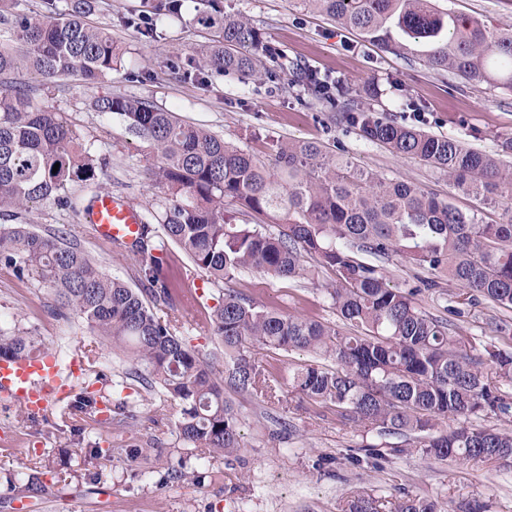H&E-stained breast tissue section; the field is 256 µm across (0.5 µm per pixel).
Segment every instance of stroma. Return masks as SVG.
Masks as SVG:
<instances>
[{
	"label": "stroma",
	"mask_w": 512,
	"mask_h": 512,
	"mask_svg": "<svg viewBox=\"0 0 512 512\" xmlns=\"http://www.w3.org/2000/svg\"><path fill=\"white\" fill-rule=\"evenodd\" d=\"M221 3L225 13L248 20L280 52L274 78L227 74L200 84L171 69V62L198 57L212 39L198 22L205 0H182L180 13L159 17L149 37L128 24L142 11L143 0H96L91 23L109 29L123 52L112 74L99 83L76 74L47 83L22 71L13 83L31 90L40 106L64 113L80 141L101 159L103 188L128 197L145 215L159 213L167 201L166 188L145 170L157 150L132 135L119 115L97 112L93 103L101 96L149 99L260 157L267 155L272 138L318 141L330 151L343 149L388 178L416 185L461 209L472 207L469 197L450 189L447 175L328 124L321 106L306 103L299 87L291 84V67L303 64L341 77L350 87L375 88L373 107L396 117L402 111L397 87L405 85L426 108L424 129L457 136L489 153L496 152L499 138L512 136V91L431 70L425 62L427 48L420 43L403 54L381 51L301 0ZM439 6L512 32V0H439ZM21 220L42 233L76 224L81 248L103 271L135 284L132 260L98 240L89 225L77 224L71 210L45 204L23 213ZM331 279L325 270L312 279L290 280L247 270L232 287L282 314L337 326L339 314L324 292ZM205 286L201 307L184 313L180 324L204 354L219 345L206 311L216 287ZM51 305L47 290L27 287L0 270V325L34 328L42 349L54 351L63 364L77 352L97 354L99 360L85 372L84 381L107 398L118 382H126L125 393L135 404V426L108 428L93 413L78 415L70 424L62 420L60 404L30 415L0 396V512H345L359 489L372 494L383 512L408 497L428 500L438 512H512V466L431 458L414 448L412 436H378L322 404L293 395L281 406L225 390L240 419L241 450L234 457L202 458L200 450L179 441L178 412L163 392L125 381L127 357L94 343L83 321H57ZM454 324L476 348L493 345L512 352V309L482 299L466 307ZM95 442L112 455L89 468L84 453ZM368 443L378 445L379 456H359V448ZM126 448H151L156 456L131 460L122 454ZM36 462L52 471L56 495L41 503L14 500L10 476ZM179 469L204 473L203 484L172 480L171 472Z\"/></svg>",
	"instance_id": "1"
}]
</instances>
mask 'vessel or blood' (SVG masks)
Here are the masks:
<instances>
[{
  "instance_id": "b4317fda",
  "label": "vessel or blood",
  "mask_w": 512,
  "mask_h": 512,
  "mask_svg": "<svg viewBox=\"0 0 512 512\" xmlns=\"http://www.w3.org/2000/svg\"><path fill=\"white\" fill-rule=\"evenodd\" d=\"M104 243L115 240L130 242L141 232L142 215L124 195L107 192L94 201L83 217ZM0 394L39 414L51 401L64 400L67 385L58 379V368L52 357L42 355L28 360L0 359Z\"/></svg>"
}]
</instances>
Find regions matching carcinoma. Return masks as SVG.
Listing matches in <instances>:
<instances>
[{"label": "carcinoma", "instance_id": "obj_1", "mask_svg": "<svg viewBox=\"0 0 512 512\" xmlns=\"http://www.w3.org/2000/svg\"><path fill=\"white\" fill-rule=\"evenodd\" d=\"M92 0H45L31 15L20 0H0L3 36L0 78L23 69L46 81L78 74L102 81L120 62L121 50L104 29L86 22ZM155 16L180 9L181 0H146ZM199 17L213 30L214 44L203 61L190 62L205 82L212 72L253 75L280 54L249 23L224 14L217 0ZM340 28L353 29L386 52L406 43L429 46L428 66L476 84L512 90V33L478 19H464L434 0H301ZM292 82L327 112L328 121L378 144L397 157L415 158L448 175L456 192L485 207L512 200V137L495 154L466 142L434 135L418 124L376 111L341 79L297 67ZM94 107L118 114L129 130L151 141L157 161L147 174L165 186L169 204L143 221L140 236L112 248L131 258L139 284L132 287L105 274L79 247L72 230L42 234L19 215L36 203L69 206L71 186L100 193L102 163L76 137L67 120L34 102L25 91H0V270L30 288L49 290L51 313L87 323L102 344L127 353L129 374L159 386L179 408V439L221 457L240 451L238 419L224 400V387L274 400L277 386L256 363L252 349L305 350L314 360L288 370V386L300 399L336 407L343 418L380 436L410 432L415 447L437 459L512 464V432L475 426L470 417L512 420V399L500 384L512 383V354L492 348L467 349L449 321L423 312L415 296L437 286L436 278L512 308V209L495 224L482 209L462 211L448 201L360 166L344 152L316 141L271 139L269 165L210 130L184 122L153 101L137 97L98 98ZM58 170H53L54 165ZM282 222L273 233L265 224H237L224 203ZM175 244L194 270L219 285L250 269L277 279L314 277L328 268L325 288L346 324L344 333L304 315L285 316L247 296L225 292L208 317L231 363L204 358L178 334V313L198 304L170 274ZM402 257L428 276L408 289L390 284L384 264ZM315 261L312 268L303 258ZM40 352L37 336L21 325L0 326V358L26 359ZM332 359L330 368L321 360ZM100 395L80 386L67 402L68 416L97 412ZM457 425L435 430L436 421ZM45 472L27 467L14 475L17 499L42 501L51 492ZM348 512H379L364 490L354 493ZM394 512H437L421 499L400 501Z\"/></svg>", "mask_w": 512, "mask_h": 512}]
</instances>
